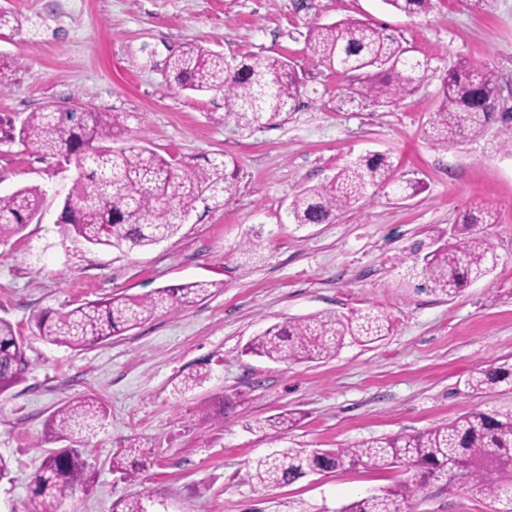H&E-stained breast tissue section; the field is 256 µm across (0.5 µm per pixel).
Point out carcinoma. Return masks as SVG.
<instances>
[{
    "instance_id": "cac0c4a2",
    "label": "carcinoma",
    "mask_w": 512,
    "mask_h": 512,
    "mask_svg": "<svg viewBox=\"0 0 512 512\" xmlns=\"http://www.w3.org/2000/svg\"><path fill=\"white\" fill-rule=\"evenodd\" d=\"M396 11L420 16L432 0H384ZM311 57L330 72L360 84L358 94L372 103L396 104L411 95L421 80L422 64L395 37L356 19L321 25L309 34ZM168 68L183 90L224 94L239 126L271 125L294 110L303 83L285 61L247 55L235 64L224 55L190 45L173 55ZM496 125L495 147L512 153V108L501 102L494 69L481 60H464L448 73L437 108L428 113L426 134L446 148ZM124 130L117 112L95 110L75 101L68 112L51 105L30 112L16 126L0 123V143L17 142L43 158H62L75 165L78 178L66 197L60 221L94 247L132 251L173 237L197 206L209 207L233 189L224 159L204 167H184L144 146L114 148L107 141ZM397 184L396 167L379 155L360 157L341 167L329 180L305 188L288 207L293 223L331 224L364 200L372 187ZM43 192L22 187L0 195V242L21 234L40 217ZM495 212L477 206L464 212L453 228V241L425 257V273L433 287L453 296L486 278L495 255L479 225L494 224ZM217 284L195 281L157 289L150 295H117L82 303L65 311L35 317L44 341L85 349L130 331L161 312L175 313L215 294ZM392 323L383 313L365 312L343 318L317 313L268 326L246 347L249 354L274 362L298 363L328 359L350 340L367 345L390 335ZM28 368L25 343L12 322L0 318V396L16 387ZM512 381V364L475 369L465 385L474 395ZM104 404L95 397L72 399L49 419L51 433L69 445L47 454L33 478L28 512H60L64 501L91 484L82 442L102 427ZM296 423L282 412L265 420L277 438ZM139 453L131 445L112 457V471L136 482L142 468L127 465ZM403 467L404 481L344 505L340 512H408L433 481L448 487L471 486L488 499L512 504V414L473 410L414 434L385 436L348 448H282L254 466L261 490L292 484L310 474L341 473L356 468Z\"/></svg>"
}]
</instances>
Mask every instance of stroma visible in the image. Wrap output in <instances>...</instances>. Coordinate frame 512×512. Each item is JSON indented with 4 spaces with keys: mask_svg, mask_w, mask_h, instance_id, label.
I'll use <instances>...</instances> for the list:
<instances>
[{
    "mask_svg": "<svg viewBox=\"0 0 512 512\" xmlns=\"http://www.w3.org/2000/svg\"><path fill=\"white\" fill-rule=\"evenodd\" d=\"M0 59L13 65L0 118L21 121L47 105L80 100L121 113L123 143L173 154L192 166L223 156L231 195L197 209L169 240L122 252L95 248L59 224L78 176L74 165L0 145V194L26 185L43 193L41 217L0 243V316L25 340L29 372L0 397V512H27L50 416L65 401L98 397L103 429L86 441L94 481L61 512H112L143 498L148 512H339L405 479L403 469L313 474L259 491L255 461L279 448H347L413 434L462 413L512 412V383L473 396L476 368L512 359V155L492 133L439 148L424 135L449 69L465 59L493 67L512 107V0H433L409 17L384 0H0ZM357 18L397 37L424 64L415 91L397 104L348 105V79L313 61L310 31ZM196 44L226 60L287 58L303 81L294 111L242 130L223 95L180 89L167 59ZM367 154L397 164L419 194L377 192L330 224H293L302 189ZM492 207L484 227L497 264L456 297L435 290L425 256L466 210ZM260 231V257L237 248ZM219 284L211 298L84 350L48 344L33 317L115 295H148L175 284ZM375 308L394 330L369 346L348 345L320 362L284 364L245 353L267 326L316 313L347 316ZM204 373L187 389L184 377ZM299 422L280 438L262 422L284 411ZM139 448L143 482L112 471L115 453ZM409 512H492L470 487L435 482Z\"/></svg>",
    "mask_w": 512,
    "mask_h": 512,
    "instance_id": "obj_1",
    "label": "stroma"
}]
</instances>
